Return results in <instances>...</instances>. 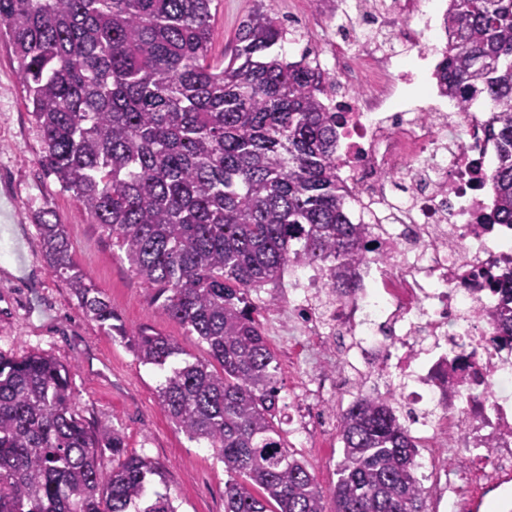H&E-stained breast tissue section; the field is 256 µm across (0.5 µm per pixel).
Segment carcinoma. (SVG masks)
<instances>
[{"label":"carcinoma","instance_id":"carcinoma-1","mask_svg":"<svg viewBox=\"0 0 512 512\" xmlns=\"http://www.w3.org/2000/svg\"><path fill=\"white\" fill-rule=\"evenodd\" d=\"M214 2L0 0V37L18 59L41 165L210 359L116 323L74 261L66 225L42 210L36 227L85 316L166 372L159 404L223 464L224 512H324L314 476L283 439L276 356L249 296L308 265L334 300L350 298L370 229L352 223L339 172L336 75L308 53L288 60L283 23L260 9L239 25L227 64H211ZM443 28L441 92L464 112L492 105L491 194L498 223L512 225V0H448ZM490 285L500 333L512 336V276ZM338 432L335 512H425L418 440L391 391L354 399ZM156 477L162 468L129 451L121 432L80 418L67 366L0 353V512H177L169 493L151 489Z\"/></svg>","mask_w":512,"mask_h":512}]
</instances>
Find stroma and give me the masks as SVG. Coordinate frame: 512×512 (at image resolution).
<instances>
[{
    "label": "stroma",
    "instance_id": "obj_1",
    "mask_svg": "<svg viewBox=\"0 0 512 512\" xmlns=\"http://www.w3.org/2000/svg\"><path fill=\"white\" fill-rule=\"evenodd\" d=\"M259 8L283 21L307 18L313 11L310 0H217L210 62L229 59L240 22ZM17 71L10 45L0 41V252L8 256L18 249L25 254L22 275L0 267V352H42L68 366L77 413L90 427L120 430L129 450L158 462L166 480L153 488L169 492L177 512H224V467L213 459L211 449L178 430L161 408L157 390L163 372L139 364L129 348L87 319L66 283L46 264L36 230V214L43 208L66 224L75 261L106 294L128 329H154L173 337L190 356L207 358L206 345L165 315L153 290L119 258L107 232L81 215L77 201L60 191L40 166L43 143ZM253 304L277 357L282 414H297L305 401L299 383L314 373L316 361L292 363L288 353L307 345L308 339L292 332L287 302L270 306L257 298ZM284 439L309 463L323 492L324 512H335L332 491L341 459L337 437L314 433L303 439L288 432Z\"/></svg>",
    "mask_w": 512,
    "mask_h": 512
}]
</instances>
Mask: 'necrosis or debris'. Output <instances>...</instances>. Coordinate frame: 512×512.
I'll use <instances>...</instances> for the list:
<instances>
[{"label": "necrosis or debris", "mask_w": 512, "mask_h": 512, "mask_svg": "<svg viewBox=\"0 0 512 512\" xmlns=\"http://www.w3.org/2000/svg\"><path fill=\"white\" fill-rule=\"evenodd\" d=\"M316 9L336 35L340 170L354 218L370 225L383 257L360 264L352 299L326 308L316 272L291 270L293 328L330 353L292 431L328 429L336 394H373L399 378L397 406L423 456L433 459V438L448 440L465 449L469 477L496 487L512 472V342L495 340L489 281L512 271V226L490 221L486 115L434 96L437 0H319ZM412 49L428 99L415 112L399 70Z\"/></svg>", "instance_id": "obj_1"}]
</instances>
